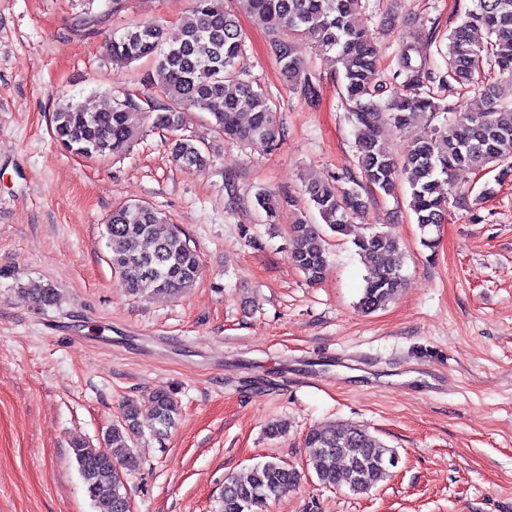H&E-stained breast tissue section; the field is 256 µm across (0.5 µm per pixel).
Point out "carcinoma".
I'll use <instances>...</instances> for the list:
<instances>
[{
    "label": "carcinoma",
    "mask_w": 512,
    "mask_h": 512,
    "mask_svg": "<svg viewBox=\"0 0 512 512\" xmlns=\"http://www.w3.org/2000/svg\"><path fill=\"white\" fill-rule=\"evenodd\" d=\"M240 9L258 24L285 36L273 40L270 49L288 84L310 105L320 101L319 80L295 53L296 37H308L321 52L336 53L342 65L340 88L348 119L354 129L359 173L347 177L352 186L311 181L305 187L309 202L327 228L349 233L353 219L364 213L362 191L395 193L407 185L409 209L425 230L437 226L453 193V176L460 167L498 171L497 178L512 175V105L499 94H484L477 108L458 111L429 92L421 91L433 72L420 43L407 42L397 54L393 78L401 84L388 89L379 79L378 48L357 15L362 0H239ZM483 29L484 43L472 33ZM163 24L145 21L106 41L112 64L128 65L153 58L166 75L161 95L167 104L145 111L133 94L117 89L112 105L92 112L73 101L61 103L53 113L55 138L77 155L107 157L130 148L138 133L137 120L171 133L183 129L189 112H207L214 133L223 140L246 143L274 138L270 96L242 78L237 59L245 34L237 15L224 8V0H193L183 18L181 37L163 49ZM488 58L502 74L512 75V0H470L460 23L448 32L447 70L442 83H474L480 62ZM443 115L430 135L417 139L402 159L390 155L380 140L386 131H398L418 113ZM173 161L186 170L203 172L210 165V147L179 136L170 144ZM289 259L305 279L320 281L327 262V241L317 224L300 216L290 225ZM110 262L132 295L177 296L193 288L200 276V259L178 225L171 224L154 208L134 203L114 211L106 223ZM367 268L358 308L373 313L391 302L404 287L401 247L396 237L373 228L354 239ZM152 432L163 437L175 425L178 403L172 393L152 396ZM140 407L131 400L123 406L121 421L104 437L105 447L93 448L81 439L71 449L95 512H127L128 500L122 470L138 461L130 448L141 434ZM305 447L312 454L317 480L325 487L345 484L363 494L386 481L391 474L394 449L359 425L344 424L308 432ZM298 473L276 457L255 464L244 476L224 481L222 512H260L298 483Z\"/></svg>",
    "instance_id": "cac0c4a2"
}]
</instances>
